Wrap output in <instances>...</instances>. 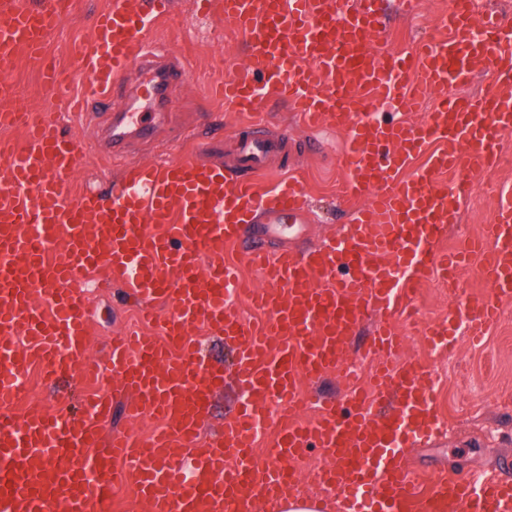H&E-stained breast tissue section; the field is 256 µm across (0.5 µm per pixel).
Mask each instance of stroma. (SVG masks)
<instances>
[{"label": "stroma", "mask_w": 512, "mask_h": 512, "mask_svg": "<svg viewBox=\"0 0 512 512\" xmlns=\"http://www.w3.org/2000/svg\"><path fill=\"white\" fill-rule=\"evenodd\" d=\"M110 2L76 0L73 14L46 46L47 55L73 74L77 91H84L86 85L77 76L73 50L90 40L97 14ZM191 2L175 0L170 18L158 22L153 30L154 39L162 49L180 53L189 71L188 81L174 85L171 91L172 109L183 115L185 137L179 141L164 137L150 153L154 160L174 158L191 150L197 151L201 158L210 159L214 156L213 145L236 133V114L224 110L210 96L208 86L247 63L244 38L232 25L219 22L215 16L197 14ZM448 2L421 0L418 12L425 22L418 27L411 17L389 8L390 36L375 46V53L406 49L420 39L438 36ZM16 81L18 96L34 106H47L62 132L82 142L84 154L70 178L71 190L105 188L113 165L96 151L94 124L70 115L63 100L46 103L41 69L36 63L22 61ZM327 141V153L307 155L294 169L311 197L313 222L308 234L316 240L332 236L340 225L348 223L350 215V205L341 193L345 170L337 158L340 138L331 135ZM474 194V199L462 204L457 223L449 228L447 247H454L461 235H479L484 225L490 223L493 203L485 187L475 186ZM454 291L430 280L424 282L412 301L419 310V328H411L403 317L397 322L400 334L406 338L405 360H416L437 369L441 397L438 412L447 422L446 437L407 449L404 460L410 467L432 476L443 471L463 475L497 473L502 479L512 480V469L497 468L501 459H512V299L502 301L504 315L481 343L461 335L452 353H439L425 343L421 330L447 317ZM91 295L93 312L88 320L87 355L101 359L112 336L124 328L139 325L140 318L136 307L121 297L116 286L94 284ZM29 378V391L20 404L21 409L46 414L61 411L72 417L81 415L84 389L77 376L46 379L43 365L38 362Z\"/></svg>", "instance_id": "stroma-1"}]
</instances>
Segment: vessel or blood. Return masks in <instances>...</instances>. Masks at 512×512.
<instances>
[{
    "label": "vessel or blood",
    "instance_id": "obj_1",
    "mask_svg": "<svg viewBox=\"0 0 512 512\" xmlns=\"http://www.w3.org/2000/svg\"><path fill=\"white\" fill-rule=\"evenodd\" d=\"M194 4L204 14L219 8L245 36L249 64L221 86L225 109L244 118L224 160L132 161L108 194L74 195L67 183L81 144L25 100L0 109V127L23 133L18 143L0 139V512H112L121 483L148 498L152 512H282L285 494H297L302 480L282 462L310 448L328 458L312 478L335 494L339 512H393L400 504L438 512L447 494L459 512H512V483L443 472L426 494L402 461L407 443L444 428L417 426L435 406V379L428 366L402 361L393 326L422 279L456 281L473 257L489 293L466 297L428 327L431 348L452 350L462 332L484 336L503 316L500 300L512 298L511 190L492 185L494 215L482 236L464 239L455 253L438 251L470 180L492 177L499 140L512 131V24L493 8L477 14L471 0H451L440 37L406 54H378L387 29L378 0ZM172 8V0H112L77 53L89 89L82 95L43 55L74 0H0V88L12 87L25 57L40 61L50 97L84 109L109 105L130 72L150 76L147 97H124L96 148L112 159L131 141L153 143L172 117L171 86L187 77L183 63L166 62L152 44L153 23ZM479 66L492 76L483 91L456 94ZM265 93L288 105L306 139L257 120ZM386 102L399 119L376 118L374 107ZM421 111L420 124L401 118ZM323 129L344 135V193L355 206L348 224L316 243L299 183L267 187L257 177L274 171L275 158L322 150ZM436 141L443 147L435 151ZM424 153L427 165L415 166ZM286 224L293 238L270 247ZM236 246L266 284L242 295L259 312L253 319L224 298L225 288L241 284L224 258ZM95 280L118 284L141 309L169 305L164 338L122 334L105 364L90 363L83 286ZM368 313L376 364L359 386L345 379V353ZM197 325L232 346L237 390L279 407L273 439L260 441L264 409L254 403L225 417L223 432L202 436L201 417L224 374L202 356ZM32 357L47 374L75 371L89 385L111 374L137 392L129 416L159 420V428L146 439L125 432L101 443L111 404L95 391L77 419L17 412L14 381L28 374ZM330 373L345 381L339 395L312 399L302 391ZM260 444L269 459L261 469L253 464Z\"/></svg>",
    "mask_w": 512,
    "mask_h": 512
}]
</instances>
